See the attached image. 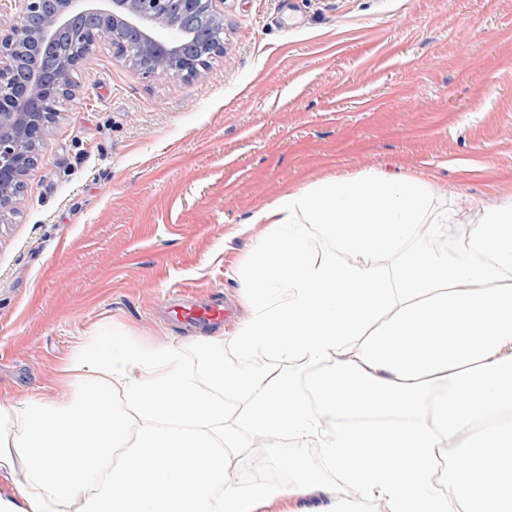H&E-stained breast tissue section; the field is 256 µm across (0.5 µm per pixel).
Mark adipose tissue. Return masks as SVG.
Instances as JSON below:
<instances>
[{"instance_id":"adipose-tissue-1","label":"adipose tissue","mask_w":512,"mask_h":512,"mask_svg":"<svg viewBox=\"0 0 512 512\" xmlns=\"http://www.w3.org/2000/svg\"><path fill=\"white\" fill-rule=\"evenodd\" d=\"M441 194L369 171L259 207L248 313L231 336L190 337L202 368L91 326L50 386L0 404V512H344L342 486L367 512H512V199L457 252L415 248L458 221ZM228 344L250 369L225 370ZM243 432L313 444L336 481L245 455Z\"/></svg>"}]
</instances>
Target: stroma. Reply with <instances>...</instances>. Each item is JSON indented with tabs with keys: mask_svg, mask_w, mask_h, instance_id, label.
Here are the masks:
<instances>
[{
	"mask_svg": "<svg viewBox=\"0 0 512 512\" xmlns=\"http://www.w3.org/2000/svg\"><path fill=\"white\" fill-rule=\"evenodd\" d=\"M222 56L145 79L100 46L0 218V400L50 384L110 320L240 300L288 186L414 173L463 227L512 198V0H224Z\"/></svg>",
	"mask_w": 512,
	"mask_h": 512,
	"instance_id": "35a3bbf8",
	"label": "stroma"
}]
</instances>
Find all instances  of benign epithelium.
<instances>
[{"label": "benign epithelium", "instance_id": "1", "mask_svg": "<svg viewBox=\"0 0 512 512\" xmlns=\"http://www.w3.org/2000/svg\"><path fill=\"white\" fill-rule=\"evenodd\" d=\"M20 9L9 29L0 32V71L15 70L21 76L17 93L0 101V214L16 207L15 192L37 162L36 150L43 143L52 120L39 112L42 100L67 89L52 82L39 69H26L31 56L50 55L61 33L78 17L102 25L85 42L74 65L86 66L94 50L107 43L113 56L126 59L118 33L137 41L144 78L191 77L199 61L183 43V33L192 29L204 40L209 28L224 26V0H17Z\"/></svg>", "mask_w": 512, "mask_h": 512}]
</instances>
